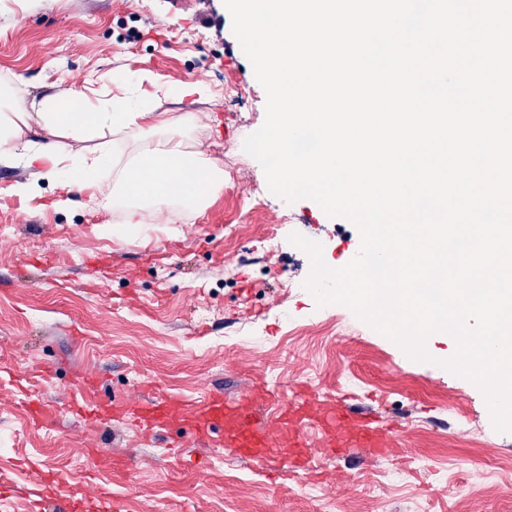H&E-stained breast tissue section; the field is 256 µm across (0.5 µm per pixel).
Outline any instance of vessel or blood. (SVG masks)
I'll list each match as a JSON object with an SVG mask.
<instances>
[{"label": "vessel or blood", "instance_id": "obj_1", "mask_svg": "<svg viewBox=\"0 0 512 512\" xmlns=\"http://www.w3.org/2000/svg\"><path fill=\"white\" fill-rule=\"evenodd\" d=\"M273 398V392L261 385L238 396L217 391L194 406L174 396L141 395L119 405L109 400L97 402L88 414H117L144 434L178 420L197 441L219 442L232 456L254 462L277 460L283 479L312 476L311 465L319 451L364 448L374 458L394 453L393 445L399 438L394 426L382 425L368 414L345 408L337 418H328L317 397L303 389L281 402L275 413L261 415L258 402Z\"/></svg>", "mask_w": 512, "mask_h": 512}]
</instances>
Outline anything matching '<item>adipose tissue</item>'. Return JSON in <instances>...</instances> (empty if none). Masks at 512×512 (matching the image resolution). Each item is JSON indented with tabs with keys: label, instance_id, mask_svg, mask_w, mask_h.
Wrapping results in <instances>:
<instances>
[{
	"label": "adipose tissue",
	"instance_id": "obj_1",
	"mask_svg": "<svg viewBox=\"0 0 512 512\" xmlns=\"http://www.w3.org/2000/svg\"><path fill=\"white\" fill-rule=\"evenodd\" d=\"M70 93L57 92L29 110L13 86L0 88V166L23 165L29 179L16 183V194L35 193L42 180L57 181L62 190L89 189L111 197L125 210L129 224L171 204L191 211L205 208L224 183V173L204 159L193 140L198 116L193 112L147 111L104 101L85 103L74 111ZM119 144L105 147V135ZM97 140L87 155L72 156L74 142ZM128 160L118 179L109 183L100 173L114 166L120 153Z\"/></svg>",
	"mask_w": 512,
	"mask_h": 512
}]
</instances>
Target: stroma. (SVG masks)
<instances>
[{
	"mask_svg": "<svg viewBox=\"0 0 512 512\" xmlns=\"http://www.w3.org/2000/svg\"><path fill=\"white\" fill-rule=\"evenodd\" d=\"M163 76L170 95L146 82ZM0 83L27 102L60 90L127 92L200 118L194 140L218 156L224 188L199 213L164 209L125 235L111 198L41 181L20 196L21 165L0 166V512H43L44 496L112 492V512H512V432L497 431L481 389L432 360H411L342 305L303 289L319 242L341 267L356 226L313 200L273 194L243 149L264 123L266 93L224 0H0ZM279 237L252 254L267 232ZM94 386H86V379ZM253 381L281 393L307 385L373 411L402 432L406 457L322 460L319 496L274 484L222 447L184 442L180 423L144 436L68 409L154 387L194 402ZM465 422L475 438L457 436ZM57 474L50 491L34 468Z\"/></svg>",
	"mask_w": 512,
	"mask_h": 512,
	"instance_id": "35a3bbf8",
	"label": "stroma"
}]
</instances>
